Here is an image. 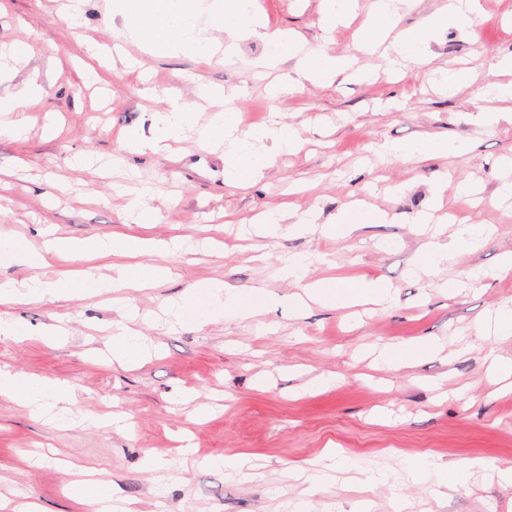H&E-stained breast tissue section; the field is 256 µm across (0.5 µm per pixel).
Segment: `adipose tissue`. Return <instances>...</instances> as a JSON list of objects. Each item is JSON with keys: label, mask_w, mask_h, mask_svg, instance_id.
I'll return each instance as SVG.
<instances>
[{"label": "adipose tissue", "mask_w": 512, "mask_h": 512, "mask_svg": "<svg viewBox=\"0 0 512 512\" xmlns=\"http://www.w3.org/2000/svg\"><path fill=\"white\" fill-rule=\"evenodd\" d=\"M397 2L376 0L366 26L354 44L355 51H369L391 35L395 38L393 48L398 58L425 65L429 62L425 49L432 36L439 31L470 26L479 11L478 0H447L442 11L426 16L417 26L403 29L399 26L401 16ZM39 91V86L29 81L21 90L0 96V112L12 115L11 120L0 122V137L20 139L26 135L28 103ZM190 123L191 114L186 104L181 99H171L164 109L151 112L147 129L129 132L122 147L131 153L168 151ZM198 138L205 147L223 151L225 183L242 188L261 178L264 170L278 156L294 151L300 145L297 131L277 121L247 133L240 132L236 110L230 106L217 111L211 121L199 129ZM387 219L386 212L361 204L351 205L341 209L335 222L327 225L325 231L333 238L346 237L356 229L381 224ZM483 233V225L462 224L449 243H425L417 255V268L436 267L447 261L452 250L460 253L471 251ZM208 246V241L188 237L146 240L133 236H97L84 240L54 237L44 239L41 245L36 246L24 236L1 235L0 254L35 268L36 273L19 283L0 281V305L103 294L118 288H149L171 275L169 267L159 262V255ZM114 252L130 256L132 262L120 268L113 277H99L84 270L66 273L52 280L38 274L39 269L48 266L49 258L54 254L90 260ZM306 270V259L302 256L288 257L279 269L283 279L305 284L303 295L293 299L295 308H304L309 300L341 308L381 305L394 300L391 288L384 282L344 279L336 285L326 278L308 284L304 281ZM275 302V295L266 289L235 288L223 281L208 279L191 285L180 299L166 306L164 314L170 326L201 327L221 319H246L262 314ZM441 352L437 341L417 338L386 344L378 351L376 360L381 365L395 368L440 355ZM0 397L25 406L38 418L51 422L65 423L74 416V390L59 380L34 378L1 368ZM107 486V480L94 478L70 481L66 489L71 500L89 507L91 512H115V500L108 493Z\"/></svg>", "instance_id": "ef3b65f1"}]
</instances>
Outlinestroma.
<instances>
[{
    "label": "stroma",
    "instance_id": "35a3bbf8",
    "mask_svg": "<svg viewBox=\"0 0 512 512\" xmlns=\"http://www.w3.org/2000/svg\"><path fill=\"white\" fill-rule=\"evenodd\" d=\"M109 0H85L83 24L59 21L52 0H0V52L34 39L38 52L18 69L1 73L35 80L43 92L28 118L27 139L0 138V178L12 185L0 206V233L38 241L57 236H135L167 240L210 239L209 253L166 255L170 279L117 297L17 303L7 313L31 330L60 325L64 343L0 339V367L59 379L75 389L77 411L126 416L128 426L49 424L0 399V495L37 503L41 512H90L65 494L64 469L73 462L103 471L131 512H286L287 501H310L312 512H512V484L500 469L512 466V391L491 373L489 349L512 356V336L481 339L476 324L499 306L512 305V274L499 265L512 253V198L499 199L500 172L512 165V101L501 104L493 127L474 121L485 104L481 83L451 93L441 70L478 66L481 75L512 81L497 62L512 53V0H480L483 13L471 27L437 33L431 61L386 74L382 53L358 55L356 65L378 77L358 83L339 76L330 84L304 83L286 98L268 94L271 80L293 73L284 59L264 77L251 63L265 53L256 38L240 40L223 63L183 55L144 53ZM373 0H358L355 14L335 31L320 23L321 0H257L269 29L300 35L308 47L351 51ZM120 45L109 65L85 45ZM223 88L238 107L239 128L279 118L303 141L277 157L247 188L224 182V161L203 147L197 128L220 103L195 95L198 84ZM182 97L195 121L184 139L164 153H122V131L147 128L149 112ZM426 137L464 142L458 156L424 161L383 156V143ZM90 153L94 165L72 166ZM122 156L123 164L110 162ZM448 186L435 197V183ZM136 180L154 191L160 218L138 224L121 210L116 185ZM473 184L479 203L456 191ZM384 210L390 220L331 240L320 233H283L272 239L248 228L269 210H311L330 224L354 202ZM439 208L460 221L482 224L485 239L471 252L449 256L439 269H414L430 232L412 223L416 213ZM322 254L306 279L366 277L393 288L391 306L356 312L312 303H288L301 290L272 276L279 258ZM219 279L235 287L275 293L276 310L254 318L220 320L200 328H172L162 308L193 283ZM457 280L449 294L445 284ZM135 307V323L149 355L139 365L113 364L108 340ZM432 338L459 351L397 369L373 366L366 353L410 338ZM336 377L316 389L320 375ZM335 452L343 466L326 491H313L303 470ZM168 453L175 480L160 486L145 461ZM243 454L249 464L235 477L208 466L215 455ZM428 457L440 466L472 465L465 493L412 478L407 460ZM359 463L386 471L387 483L368 485L349 470Z\"/></svg>",
    "mask_w": 512,
    "mask_h": 512
}]
</instances>
